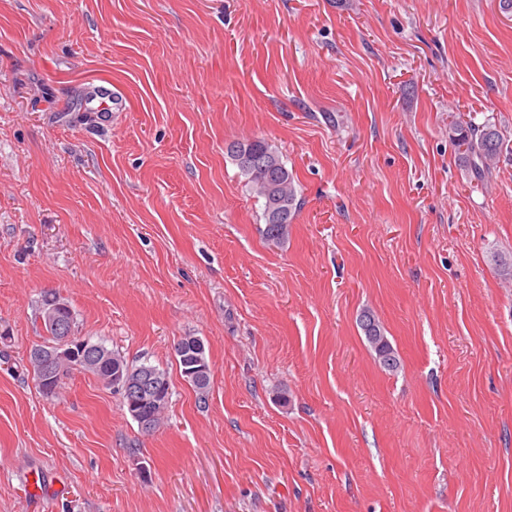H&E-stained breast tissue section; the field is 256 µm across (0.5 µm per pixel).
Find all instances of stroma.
<instances>
[{"mask_svg": "<svg viewBox=\"0 0 512 512\" xmlns=\"http://www.w3.org/2000/svg\"><path fill=\"white\" fill-rule=\"evenodd\" d=\"M124 95L109 121L89 84ZM507 148L472 187L448 138ZM261 138L280 245L225 147ZM503 0H0V512H512ZM166 371L163 425L28 364L41 296ZM397 351L383 369L359 317ZM212 366L199 405L173 347ZM234 144H237L238 146ZM239 146H242L245 149ZM246 147H254L259 151H265L274 156L280 167L273 157L249 148L246 149ZM226 150L229 155L235 158V160L233 158L231 159L237 165L241 175L245 177L250 189L257 195V197L262 199V219L264 221L262 233L264 238L271 243L277 244L282 242L288 235V226L294 219L299 201L297 200L298 192L293 174L282 162L278 149L263 139H255L247 142H235L233 144H229ZM236 161L248 167L261 166L266 169L271 178L277 177L279 167L280 179L275 190H270L267 182L268 178L262 171L251 168L245 170L240 167ZM274 194L278 199L280 206L283 209H288L289 214L281 210L279 207L274 206L270 211V221L272 224H268V210L272 206ZM289 216L290 222L287 224Z\"/></svg>", "mask_w": 512, "mask_h": 512, "instance_id": "obj_1", "label": "stroma"}]
</instances>
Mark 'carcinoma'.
<instances>
[{
  "instance_id": "cac0c4a2",
  "label": "carcinoma",
  "mask_w": 512,
  "mask_h": 512,
  "mask_svg": "<svg viewBox=\"0 0 512 512\" xmlns=\"http://www.w3.org/2000/svg\"><path fill=\"white\" fill-rule=\"evenodd\" d=\"M448 137L455 150L458 159L476 183L483 184L492 175L503 152L505 141L497 126L489 121L476 124L472 121L457 119L449 126ZM280 179L275 190H270L267 176L257 169H240L250 189L262 199V219L265 221L262 230L264 238L271 243H280L288 235V225L268 223V210L272 206L273 199H278L280 206L289 210V216L296 214L299 201L297 200V189L293 174L285 164H280ZM363 319L359 320L360 328L364 336L376 353L380 364L389 371L398 368L396 353L384 334V329L379 319L369 310L361 313ZM96 346L105 351L106 362L95 366L88 365L79 359L72 360V365L63 366L57 372V378L49 384L38 385L40 391L46 396H54L61 387L73 366L78 369L92 373L98 380L102 381L105 387H112L110 380V367L114 364L131 375H135L145 367V364L134 365L128 362L119 352L107 348L103 343L98 342Z\"/></svg>"
}]
</instances>
